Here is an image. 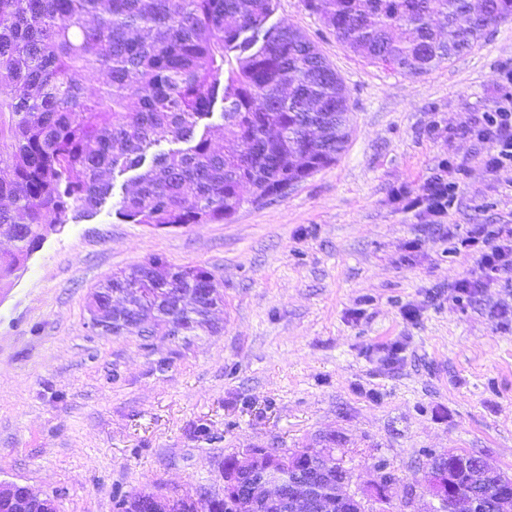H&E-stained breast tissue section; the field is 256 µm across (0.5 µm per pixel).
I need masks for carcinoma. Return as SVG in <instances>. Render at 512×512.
<instances>
[{
	"label": "carcinoma",
	"mask_w": 512,
	"mask_h": 512,
	"mask_svg": "<svg viewBox=\"0 0 512 512\" xmlns=\"http://www.w3.org/2000/svg\"><path fill=\"white\" fill-rule=\"evenodd\" d=\"M273 0H0V280L25 268L56 225L90 217L127 176L116 214L135 224H208L258 188L275 194L337 161L348 139L346 88L301 31H262ZM346 49L417 75L473 48L512 19V0H303ZM104 76L96 95L86 84ZM221 112H215L216 106ZM219 116L222 123L214 122ZM224 148L212 147L216 135ZM184 144L149 155L161 141ZM199 265L154 258L109 276L104 322L119 335L186 341L217 329L222 297ZM155 288L146 302L139 289ZM336 437L308 448L305 469L334 457ZM334 464L312 483L332 499ZM162 488L115 496L118 512H152ZM496 512L495 476L476 488ZM224 487L184 512H229Z\"/></svg>",
	"instance_id": "cac0c4a2"
}]
</instances>
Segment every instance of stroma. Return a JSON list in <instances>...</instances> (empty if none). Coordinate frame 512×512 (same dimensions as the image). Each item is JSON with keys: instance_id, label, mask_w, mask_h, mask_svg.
<instances>
[{"instance_id": "1", "label": "stroma", "mask_w": 512, "mask_h": 512, "mask_svg": "<svg viewBox=\"0 0 512 512\" xmlns=\"http://www.w3.org/2000/svg\"><path fill=\"white\" fill-rule=\"evenodd\" d=\"M268 25L299 29L348 95L339 159L227 220L157 229L111 201L49 232L0 283V479L54 494L60 512H114V493L210 485L254 446L335 436L359 482L386 461L393 504L451 448L512 474V274L471 299L472 224L512 225V167H487L474 118L512 93V21L422 75L345 49L303 0ZM449 215L428 212L433 177ZM160 258L207 268L217 331L191 341L102 335L87 303L112 273ZM207 425L211 436L198 437Z\"/></svg>"}]
</instances>
